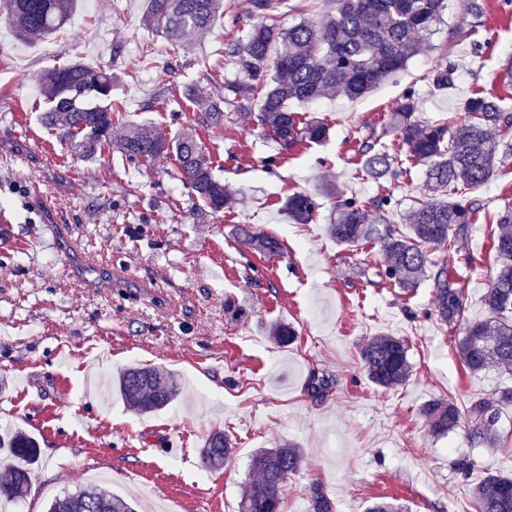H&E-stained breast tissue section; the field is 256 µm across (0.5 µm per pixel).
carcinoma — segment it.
Segmentation results:
<instances>
[{
    "mask_svg": "<svg viewBox=\"0 0 512 512\" xmlns=\"http://www.w3.org/2000/svg\"><path fill=\"white\" fill-rule=\"evenodd\" d=\"M333 14L318 25L301 21L287 29L276 25L275 15L290 7L289 0H252L249 26L243 38L224 42L241 80L230 86L235 97L261 93L257 111L239 113L243 122L269 131L287 148L300 143H320L328 126L316 118L305 120L288 108L291 101L315 102L329 94L350 99L373 90L381 81L404 70L419 50L430 45L434 27L442 22L447 0H335ZM77 0H0V20L20 40L52 37L70 18ZM224 12L223 0H147L144 22L172 45L183 46L191 33L210 30ZM42 93L50 103L42 121L60 131L75 152L91 159L117 148L129 161L147 166L164 155L175 157L180 178L197 200L212 212L228 207L224 182L216 178L210 157L196 134L185 131L174 138L153 127H135L119 142H112L115 121L112 74L82 62L54 68L43 75ZM222 100H210L198 113L204 126L224 124ZM415 94L406 92L393 126L406 160L426 166L429 195L418 199L404 215L406 230L393 227L390 212L397 205L393 193L359 198L329 187L324 194L335 199L337 218L328 231L336 242L356 246L377 240L387 262L378 276L404 291L418 287L423 278L432 281L434 317L459 328V355L466 369L476 374L491 366L512 371V211L489 215L485 205L469 192L484 185L496 165L512 157V112L501 99L483 90L468 100V120L454 131L445 124L424 121L416 115ZM355 155L374 179L398 182L408 175L403 161L364 140ZM285 210L301 224L318 208L316 197L306 192L288 196ZM496 225L494 248L499 265L483 296L488 316H465L464 292L446 264L432 263L428 249L447 242L463 246L470 225L478 220ZM242 241L255 243L276 255L282 245L273 237L239 228ZM361 357L368 377L376 385L392 388L410 373L408 349L397 336H380L367 342ZM115 391L129 407L143 413L166 407L180 393L176 376L147 365L125 369ZM429 430L444 435L456 428L462 416L471 423V435L490 434L499 410L477 400L466 410L451 400L434 399L421 409ZM231 454V443L222 431L206 439L201 458L206 467H219ZM40 456L39 441L26 433L9 440V479L0 482V496L19 502L31 479V466ZM302 457L295 447L260 448L251 457L258 479L251 483L240 503V512H280L288 476L300 469ZM313 512H335L322 487L312 485ZM479 512H512V477L486 476L475 488ZM46 512H135L132 503L90 487L53 498Z\"/></svg>",
    "mask_w": 512,
    "mask_h": 512,
    "instance_id": "cac0c4a2",
    "label": "carcinoma"
}]
</instances>
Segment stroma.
I'll list each match as a JSON object with an SVG mask.
<instances>
[{
  "label": "stroma",
  "mask_w": 512,
  "mask_h": 512,
  "mask_svg": "<svg viewBox=\"0 0 512 512\" xmlns=\"http://www.w3.org/2000/svg\"><path fill=\"white\" fill-rule=\"evenodd\" d=\"M146 0H96L78 5L43 55L45 40L22 43L0 26V216L14 240L0 241V437L22 431L40 443L26 496L0 512H43L55 495L84 487L99 473L100 490L148 512L143 493L175 497L181 512H238L255 478L249 463L259 448L299 446L301 469L288 478L283 512H311L310 488L320 484L336 512H368L377 502L405 512H476L473 491L489 473H512V406L501 408L491 444L473 441L468 425L432 435L421 414L432 399L466 407L495 401L512 387V372L491 367L473 374L462 364L458 330L432 315L431 281L405 292L377 277L379 244H338L328 232L332 201L319 197L313 219L299 224L283 204L294 192L334 185L361 198L393 192V224L427 192L417 166L396 188L362 177L353 148L373 139L392 146L391 115L414 91L421 119L460 124L473 92L496 93L512 109V85L501 63L512 56V12L485 0L481 16L462 0L448 12L407 68L366 95L292 103L293 111L329 127L325 143L284 148L267 132L224 107V123L200 130L234 203L213 213L178 177L173 157L144 167L119 152L90 160L71 154L41 120L48 102L39 81L55 66L80 61L113 75L119 108L112 128L154 126L176 134L192 128L197 109L180 99L184 85L223 98L238 81L224 40L246 32L251 0H224V15L195 49L176 54L143 24ZM481 50H474V42ZM454 64L448 88L429 75ZM166 90L155 101L158 90ZM274 166H266V159ZM487 209L512 210V159L497 165L475 191ZM67 225L86 256L112 264L113 278L72 279L73 254L56 249V225ZM279 239L271 257L239 242V226ZM432 261L447 264L464 287L466 316L485 318L483 295L497 267L489 225H471L466 246L440 245ZM297 337L281 345L277 323ZM408 345L411 373L391 389L366 375L361 347L378 336ZM170 371L181 392L165 409L142 413L109 383L127 367ZM330 379L324 396L307 390L312 372ZM224 430L232 454L221 468L204 467L202 445ZM470 455L464 477L454 460Z\"/></svg>",
  "instance_id": "1"
}]
</instances>
